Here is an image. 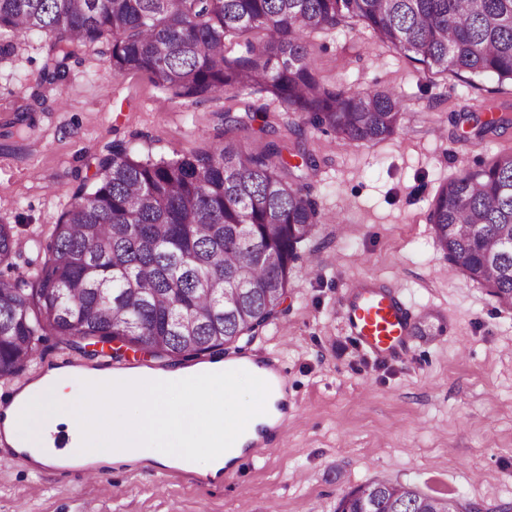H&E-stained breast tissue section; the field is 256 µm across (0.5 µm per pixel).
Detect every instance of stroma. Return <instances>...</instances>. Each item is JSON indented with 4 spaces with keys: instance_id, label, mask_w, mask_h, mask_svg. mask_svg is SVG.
<instances>
[{
    "instance_id": "1",
    "label": "stroma",
    "mask_w": 512,
    "mask_h": 512,
    "mask_svg": "<svg viewBox=\"0 0 512 512\" xmlns=\"http://www.w3.org/2000/svg\"><path fill=\"white\" fill-rule=\"evenodd\" d=\"M322 79L359 91L401 92L407 128L360 146L304 127L318 163L305 172L310 194L341 225H321L312 245L317 276L299 271L278 319L239 341L226 359L278 356L288 387L286 442L246 457L231 479L185 475L142 463L111 465L99 480L49 467L0 464V512H334L350 488L400 482L441 497L512 507V311L448 262L433 242L428 213L439 185L512 150V87L487 78L426 80L407 59L359 29L310 38ZM49 40L29 34L0 56V116L29 103ZM223 97H172L145 73L114 75L106 46L87 47L68 81L48 91L36 131L0 137V224L14 226L26 272L38 232L72 202L75 174L93 175L107 144L139 155L175 157L217 142ZM507 119L475 138L476 118ZM374 279L416 315L408 357L379 361L346 332L340 304L348 285ZM0 400L45 369L108 359L132 369H169L143 352L87 354L48 340Z\"/></svg>"
}]
</instances>
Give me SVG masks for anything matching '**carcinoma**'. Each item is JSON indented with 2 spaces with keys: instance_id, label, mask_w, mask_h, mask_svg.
Segmentation results:
<instances>
[{
  "instance_id": "cac0c4a2",
  "label": "carcinoma",
  "mask_w": 512,
  "mask_h": 512,
  "mask_svg": "<svg viewBox=\"0 0 512 512\" xmlns=\"http://www.w3.org/2000/svg\"><path fill=\"white\" fill-rule=\"evenodd\" d=\"M359 25L426 79L474 86L512 83V0H0V54L34 31L49 36L40 87L69 78V62L110 48L113 73L144 72L175 98L263 94L297 132L325 127L356 144L383 141L406 124L393 88L327 87L309 37ZM244 48L230 55L231 46ZM35 109L9 127L35 128ZM249 129L224 109L225 141L173 158L114 142L93 185L44 231V257L0 280V380L29 366L50 338L146 345L155 357L193 361L255 336L303 267L324 216L276 141L244 154L231 134ZM451 270L512 309V151L439 186L428 215ZM14 227L0 224V269L17 268ZM336 512H450L448 500L399 482L347 492Z\"/></svg>"
}]
</instances>
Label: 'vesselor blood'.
Instances as JSON below:
<instances>
[{
    "label": "vessel or blood",
    "instance_id": "1",
    "mask_svg": "<svg viewBox=\"0 0 512 512\" xmlns=\"http://www.w3.org/2000/svg\"><path fill=\"white\" fill-rule=\"evenodd\" d=\"M343 321L351 336L379 360L402 358L411 350V318L405 304L390 289L365 280L347 289Z\"/></svg>",
    "mask_w": 512,
    "mask_h": 512
}]
</instances>
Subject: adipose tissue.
Masks as SVG:
<instances>
[{
    "label": "adipose tissue",
    "mask_w": 512,
    "mask_h": 512,
    "mask_svg": "<svg viewBox=\"0 0 512 512\" xmlns=\"http://www.w3.org/2000/svg\"><path fill=\"white\" fill-rule=\"evenodd\" d=\"M248 378L254 399H239L241 378ZM85 393L74 397L75 384ZM280 386H267L253 368L228 373L224 362L205 371L177 368L150 376L136 371L110 374L58 368L22 388L0 412V441L26 453L31 466L61 464L69 451L53 447L51 434L66 426L79 459L116 463L152 461L193 474L217 476L235 464L261 427L280 417ZM111 402L125 411V426L112 434L86 428L88 415ZM26 431L25 442L16 434Z\"/></svg>",
    "instance_id": "ef3b65f1"
}]
</instances>
